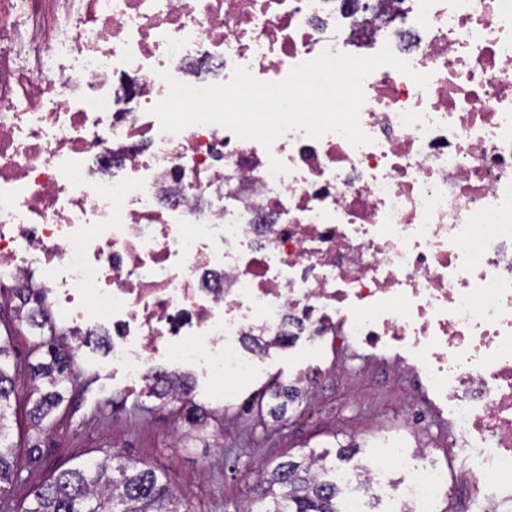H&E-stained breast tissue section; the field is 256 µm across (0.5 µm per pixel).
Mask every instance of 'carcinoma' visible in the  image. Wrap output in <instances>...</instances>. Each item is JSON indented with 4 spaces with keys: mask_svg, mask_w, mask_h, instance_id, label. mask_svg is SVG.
<instances>
[{
    "mask_svg": "<svg viewBox=\"0 0 512 512\" xmlns=\"http://www.w3.org/2000/svg\"><path fill=\"white\" fill-rule=\"evenodd\" d=\"M19 300L16 320L35 337V351L47 358L30 367L28 388L33 398L31 414L42 424L64 402V382L70 366L64 335L43 316L44 296L36 288L12 292ZM8 344L0 341V491L4 485L26 484L32 507L25 512H187L180 495L152 469L135 463L112 466V458L86 460L60 471L44 482L22 477V469L6 444L5 404L14 393V376L9 372ZM317 459L285 460L264 475L261 499H272L270 512H341L336 482L315 472Z\"/></svg>",
    "mask_w": 512,
    "mask_h": 512,
    "instance_id": "1",
    "label": "carcinoma"
}]
</instances>
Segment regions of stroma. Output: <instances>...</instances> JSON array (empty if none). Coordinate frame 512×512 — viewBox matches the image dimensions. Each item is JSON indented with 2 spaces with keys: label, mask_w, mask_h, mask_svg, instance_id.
<instances>
[{
  "label": "stroma",
  "mask_w": 512,
  "mask_h": 512,
  "mask_svg": "<svg viewBox=\"0 0 512 512\" xmlns=\"http://www.w3.org/2000/svg\"><path fill=\"white\" fill-rule=\"evenodd\" d=\"M13 316L12 303H0V334L9 336L11 361L19 368L6 408L8 442L34 481L110 456L154 470L182 494L190 512H267L268 502L258 498L260 472L310 451L340 474L358 463L367 466L387 432L430 450L447 469L448 492L434 512H465L471 486L484 478L471 453L457 448L447 405L414 390L398 351L352 360L304 336L267 354L260 374L245 382L222 384L209 372L180 366L192 383L183 402L160 400L148 387L131 390L107 349L91 343L71 350L74 386L50 425H35L26 375L38 354L28 329ZM414 403L427 412L416 427L405 421ZM349 442L357 451L339 457L340 445ZM31 447L36 457H29Z\"/></svg>",
  "instance_id": "1"
}]
</instances>
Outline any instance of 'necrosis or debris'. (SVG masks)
Segmentation results:
<instances>
[{"label":"necrosis or debris","instance_id":"obj_1","mask_svg":"<svg viewBox=\"0 0 512 512\" xmlns=\"http://www.w3.org/2000/svg\"><path fill=\"white\" fill-rule=\"evenodd\" d=\"M0 0V284L38 277L79 339L103 327L130 387L155 360L251 377L297 336L415 355L512 512V0ZM371 144L216 125L164 133L160 71L262 81L383 45ZM289 174L272 176L270 158ZM383 512H432L448 473L401 439L363 476Z\"/></svg>","mask_w":512,"mask_h":512}]
</instances>
